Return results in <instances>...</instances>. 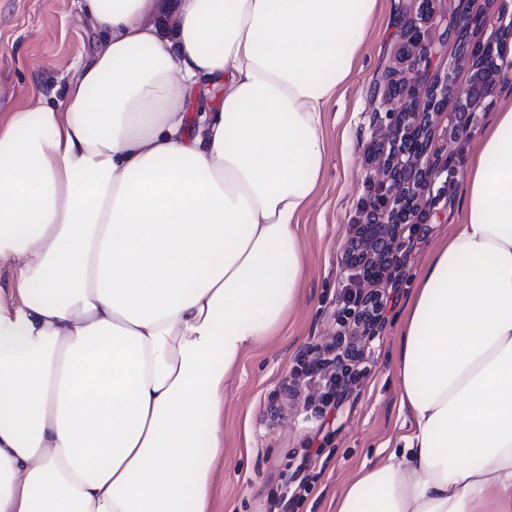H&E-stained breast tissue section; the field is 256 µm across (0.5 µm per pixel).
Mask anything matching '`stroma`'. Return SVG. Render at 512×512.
Here are the masks:
<instances>
[{"label":"stroma","mask_w":512,"mask_h":512,"mask_svg":"<svg viewBox=\"0 0 512 512\" xmlns=\"http://www.w3.org/2000/svg\"><path fill=\"white\" fill-rule=\"evenodd\" d=\"M416 0H379L370 35L355 58L346 83L325 116L327 164L320 192L301 218L300 238L307 259L304 299L282 329L247 352L224 403V461L215 473L212 512H275L273 494L281 470L307 456L318 428L316 403L298 399L280 404L300 361L332 341L339 331L338 301L348 269L344 262L352 225L361 223L374 187L367 161L374 114V92L394 80L410 79L402 60L400 33L417 17ZM434 47L430 76L444 74L461 54L457 36L439 21L424 26ZM97 39L80 0H0V84L14 91L13 102L38 95H62L90 55ZM468 136H454L450 115L436 123L432 148L439 159L461 168ZM463 185L452 177L446 188L431 185L424 194L428 217L401 237L408 256L393 265L381 288L389 296L385 318L368 341L360 378L340 397L330 435L308 471L311 488L288 512H330L331 503L365 463L378 461L382 447H394L403 434L399 379L394 368L398 332L408 300L428 253L447 235L461 213Z\"/></svg>","instance_id":"35a3bbf8"}]
</instances>
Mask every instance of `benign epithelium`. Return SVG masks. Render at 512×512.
Wrapping results in <instances>:
<instances>
[{
    "label": "benign epithelium",
    "instance_id": "obj_1",
    "mask_svg": "<svg viewBox=\"0 0 512 512\" xmlns=\"http://www.w3.org/2000/svg\"><path fill=\"white\" fill-rule=\"evenodd\" d=\"M469 18L461 15L452 18L449 30L466 43L469 55V78L478 88L496 86L503 76L512 72V61L504 50V38L512 34V0H485L479 15V27L493 31V36L483 41L470 36ZM404 52L414 66V77L399 83L398 96L404 104L389 107V89L381 92L382 106L386 107L385 121L374 128L373 142L393 146L390 158H379L374 171L379 176L378 194L374 207L366 213L364 221L353 226V235L345 249V265L362 271L359 280L372 291L379 285L389 265L396 256L397 242L403 226L412 222V214L421 209L423 191L437 177L455 170L439 165L431 150V129L448 99L453 66L426 85L427 71L420 67L430 66L431 43L421 36L416 22L411 21L401 34ZM426 95L423 108H418L417 98ZM477 102L461 101L456 111L465 113L455 134L468 135L476 124Z\"/></svg>",
    "mask_w": 512,
    "mask_h": 512
}]
</instances>
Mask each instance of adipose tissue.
I'll return each mask as SVG.
<instances>
[{"label":"adipose tissue","mask_w":512,"mask_h":512,"mask_svg":"<svg viewBox=\"0 0 512 512\" xmlns=\"http://www.w3.org/2000/svg\"><path fill=\"white\" fill-rule=\"evenodd\" d=\"M378 0H82L0 121V512H209L242 357L300 302L324 120ZM223 82L186 130L193 94ZM399 330L405 432L336 512H512V101Z\"/></svg>","instance_id":"obj_1"}]
</instances>
